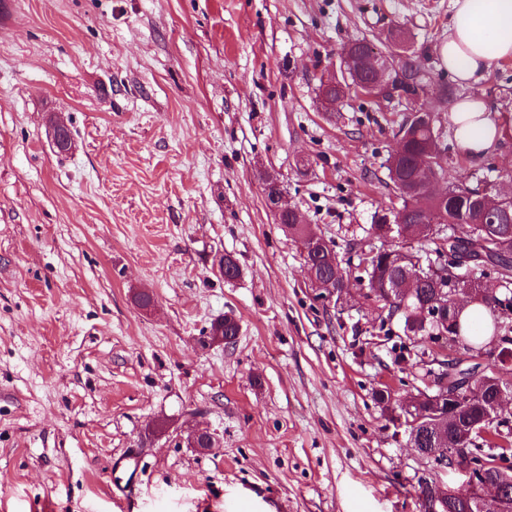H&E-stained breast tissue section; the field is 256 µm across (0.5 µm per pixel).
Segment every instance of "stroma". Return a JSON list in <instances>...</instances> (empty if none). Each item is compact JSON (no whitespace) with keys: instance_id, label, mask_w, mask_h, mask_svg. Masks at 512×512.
Masks as SVG:
<instances>
[{"instance_id":"obj_1","label":"stroma","mask_w":512,"mask_h":512,"mask_svg":"<svg viewBox=\"0 0 512 512\" xmlns=\"http://www.w3.org/2000/svg\"><path fill=\"white\" fill-rule=\"evenodd\" d=\"M453 0H0V512H420L415 450L373 399L421 385L360 286L316 299L261 172L340 259L399 206L402 108L321 81L394 28L501 135L448 174L512 185V59L453 84ZM72 132L61 153L50 118ZM242 268L225 282L217 264ZM156 299L141 310L135 293ZM231 313L235 342L201 347ZM192 428L217 439L200 452ZM139 462L114 485L113 463Z\"/></svg>"}]
</instances>
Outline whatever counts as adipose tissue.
<instances>
[{
  "label": "adipose tissue",
  "instance_id": "ef3b65f1",
  "mask_svg": "<svg viewBox=\"0 0 512 512\" xmlns=\"http://www.w3.org/2000/svg\"><path fill=\"white\" fill-rule=\"evenodd\" d=\"M442 63L463 85L477 83L497 62L512 58V0H454ZM458 146L477 157L491 150L499 137L483 97L470 94L450 109Z\"/></svg>",
  "mask_w": 512,
  "mask_h": 512
}]
</instances>
